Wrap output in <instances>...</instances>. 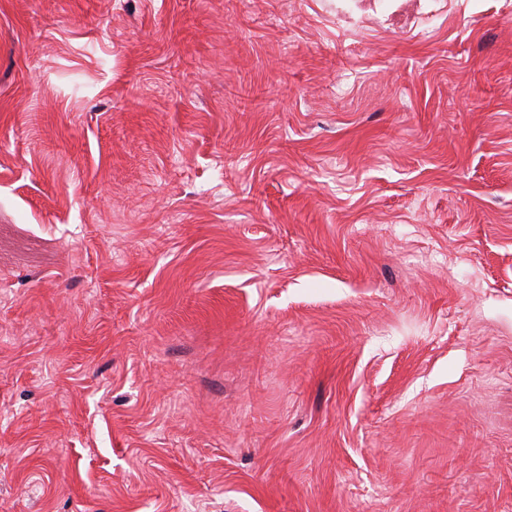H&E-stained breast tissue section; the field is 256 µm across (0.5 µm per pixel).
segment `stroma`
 <instances>
[{"mask_svg":"<svg viewBox=\"0 0 512 512\" xmlns=\"http://www.w3.org/2000/svg\"><path fill=\"white\" fill-rule=\"evenodd\" d=\"M0 512H512V0H0Z\"/></svg>","mask_w":512,"mask_h":512,"instance_id":"1","label":"stroma"}]
</instances>
